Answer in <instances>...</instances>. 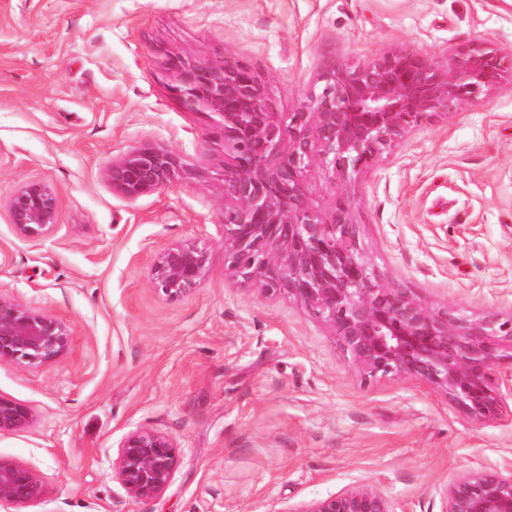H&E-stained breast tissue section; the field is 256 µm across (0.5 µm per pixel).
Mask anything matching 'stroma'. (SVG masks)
Instances as JSON below:
<instances>
[{
  "label": "stroma",
  "mask_w": 512,
  "mask_h": 512,
  "mask_svg": "<svg viewBox=\"0 0 512 512\" xmlns=\"http://www.w3.org/2000/svg\"><path fill=\"white\" fill-rule=\"evenodd\" d=\"M475 42L512 53V0H0V293L74 332L57 362L0 365V394L35 411L0 436L46 486L22 512H294L360 484L392 512H441L458 475L512 462V397L477 423L415 380L366 379L305 308L226 274L224 146L166 69L245 62L288 113L328 66L394 50L440 65ZM142 145L186 174L129 201L105 173ZM31 181L59 198L38 243L1 206ZM348 189L390 285L470 319L512 315V81L405 133ZM195 240L210 271L167 299L151 266ZM138 427L180 452L152 500L112 467Z\"/></svg>",
  "instance_id": "35a3bbf8"
}]
</instances>
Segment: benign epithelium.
<instances>
[{"label":"benign epithelium","instance_id":"1","mask_svg":"<svg viewBox=\"0 0 512 512\" xmlns=\"http://www.w3.org/2000/svg\"><path fill=\"white\" fill-rule=\"evenodd\" d=\"M170 92L212 123L224 140V262L234 277L266 295L286 293L333 330L340 347L372 379L408 377L444 395L473 422L503 416L512 394V317L467 319L452 308L434 309L403 288L388 285L359 248L354 197L341 191L331 209L312 202L310 168L344 182L376 165L405 132L454 112L512 76V57L474 43L448 54L439 66L413 51L380 55L351 67L331 66L322 87L296 112L272 111L249 65L170 58ZM183 175L180 158L156 147L134 148L112 161V191L133 201L165 189ZM14 233L40 242L57 226L58 198L33 181L6 202ZM210 271L200 241L166 248L151 269L155 288L170 299L201 286ZM70 326L54 315L0 294V365L38 367L67 356ZM32 407L0 395V435L26 430ZM179 465L169 435L129 431L113 467L127 495L155 499ZM39 473L0 456V509L44 497ZM442 512H512V464L465 473L448 484ZM296 512H392L376 487L357 485Z\"/></svg>","mask_w":512,"mask_h":512}]
</instances>
